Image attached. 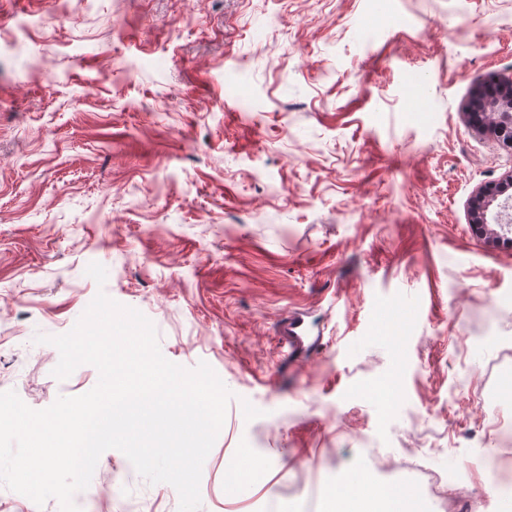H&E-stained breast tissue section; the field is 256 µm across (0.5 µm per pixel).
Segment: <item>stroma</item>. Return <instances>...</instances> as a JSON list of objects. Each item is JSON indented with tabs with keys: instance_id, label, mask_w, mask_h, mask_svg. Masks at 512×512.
Masks as SVG:
<instances>
[{
	"instance_id": "obj_1",
	"label": "stroma",
	"mask_w": 512,
	"mask_h": 512,
	"mask_svg": "<svg viewBox=\"0 0 512 512\" xmlns=\"http://www.w3.org/2000/svg\"><path fill=\"white\" fill-rule=\"evenodd\" d=\"M510 75L512 0H0V392L42 410L97 384L35 337L102 290L233 394L201 512H329L355 473L439 512L398 463L416 434L495 512L512 242L469 202L512 152L464 112ZM88 490L80 512H178L117 450Z\"/></svg>"
}]
</instances>
